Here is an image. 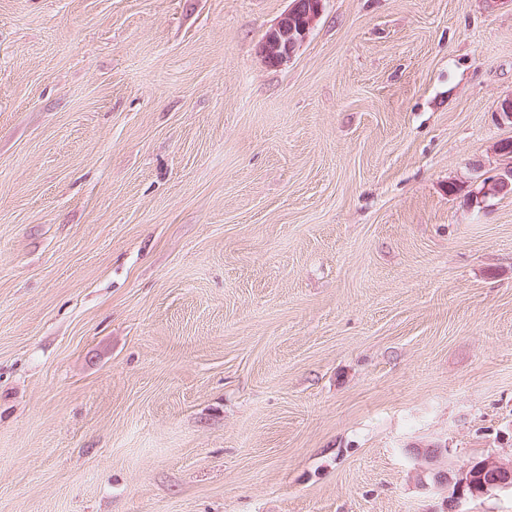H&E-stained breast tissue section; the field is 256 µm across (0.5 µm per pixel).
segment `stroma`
I'll return each instance as SVG.
<instances>
[{"label":"stroma","mask_w":512,"mask_h":512,"mask_svg":"<svg viewBox=\"0 0 512 512\" xmlns=\"http://www.w3.org/2000/svg\"><path fill=\"white\" fill-rule=\"evenodd\" d=\"M0 0V512H441L512 450V0ZM300 2V11L290 19L295 24L299 22L308 7L310 8L309 0ZM298 8L299 1L293 0L289 10L265 33L261 42V53L268 63L280 64L295 54L318 20L323 8V1L312 2V7L304 14L297 26L289 24L290 16ZM509 164L497 174L484 178L478 194H482V197L500 196L507 191L511 187L512 180V166ZM413 462V473L422 490H429L432 483L435 489H452L447 497L448 512L456 510L458 500L465 494L478 496L491 490L512 491V456L489 455L480 460L471 461L463 466H452L448 462V448L439 443L417 445L405 450ZM480 473L486 481L478 483L476 473Z\"/></svg>","instance_id":"35a3bbf8"}]
</instances>
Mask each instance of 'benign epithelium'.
<instances>
[{
  "label": "benign epithelium",
  "mask_w": 512,
  "mask_h": 512,
  "mask_svg": "<svg viewBox=\"0 0 512 512\" xmlns=\"http://www.w3.org/2000/svg\"><path fill=\"white\" fill-rule=\"evenodd\" d=\"M299 8L298 0L267 30L261 42V53L270 64H280L291 58L308 37L318 20L323 0H316L298 25L289 23ZM512 187V166L503 167L497 174L483 179L482 196H499ZM413 462V473L423 490L430 488L451 491L447 497L448 512L456 510L458 500L465 494L478 496L491 490H512V456L489 455L460 467L445 465L448 448L439 443L417 445L405 449Z\"/></svg>",
  "instance_id": "obj_1"
}]
</instances>
